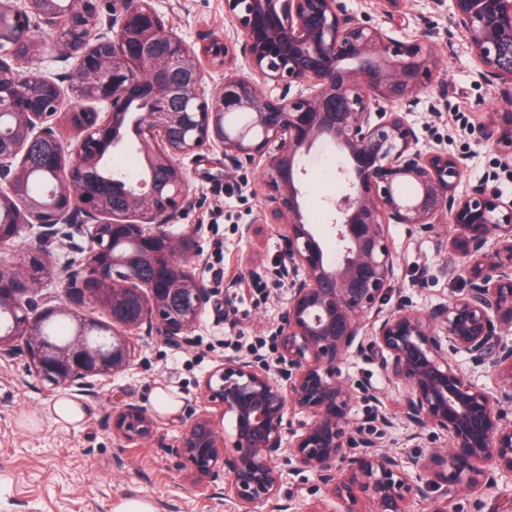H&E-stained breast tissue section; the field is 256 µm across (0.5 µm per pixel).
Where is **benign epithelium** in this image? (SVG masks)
<instances>
[{
    "label": "benign epithelium",
    "instance_id": "1",
    "mask_svg": "<svg viewBox=\"0 0 512 512\" xmlns=\"http://www.w3.org/2000/svg\"><path fill=\"white\" fill-rule=\"evenodd\" d=\"M374 2L381 24L356 19L343 0H224L232 34L198 48L167 28L152 0H66L63 9L57 0L0 3V39L44 24L50 43H42L35 63L51 50L61 59L77 56L84 69L80 82H70L69 110L49 112L41 95L20 96L28 59L15 45L0 52V116L19 117L33 141L57 138L61 122L78 137L73 152L49 164L58 185L49 204L20 194L22 145L0 139V201L15 202L14 223L0 225V309L19 314L0 336V357L23 356L31 373L75 400L130 371L141 338L183 344L212 305L213 290L192 233L170 231L190 203L182 160L218 147L224 168L247 162L258 169L260 223L275 225L286 259L276 373L265 358L224 359L202 380L200 409L185 418L176 449L196 483L224 472V496L242 512H288L279 499L282 457L318 473L341 512H411L416 502L448 512V498L463 490L477 494L474 512H484L478 492L512 479V197L486 181L458 191L462 159L419 147L407 113L419 95L442 92L438 60L426 32L405 41L393 36L408 20V0ZM450 2V22L470 45L476 75L508 87L503 100L511 104L512 67L501 57L512 45V0ZM109 41L106 55L100 46ZM240 56L246 74L236 68ZM210 62L224 66V84L209 97L202 73ZM140 94L159 105L130 112ZM482 129L512 165V113L489 114ZM109 130L112 149L136 148L149 176L91 177L102 163L93 136ZM171 130L180 133L175 143ZM318 141L341 158L342 189L326 200L322 229L303 205V158ZM157 171L166 174L163 191ZM117 192L127 208L109 216L104 207ZM392 224L450 228L446 245L467 288L429 312L384 308L397 280ZM35 225V241L14 252ZM61 225L85 241L61 268L64 302L38 297L44 279L35 274L51 268L44 242ZM147 263L156 277L143 281L137 269ZM93 306L112 320L82 315ZM60 315L71 318V336L47 347L39 328ZM93 330L108 337L106 347L88 343ZM352 353L376 360L406 388L399 406L405 447H419L426 429L446 443L403 457L382 446L393 417L377 409L367 422H353L357 396L377 395L342 375ZM458 353L493 385L474 383L453 359ZM208 405L231 420L230 432L219 431ZM292 410L309 421L290 431ZM154 424L132 400H120L112 413V433L126 442L148 439Z\"/></svg>",
    "mask_w": 512,
    "mask_h": 512
}]
</instances>
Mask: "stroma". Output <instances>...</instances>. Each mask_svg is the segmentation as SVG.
I'll return each instance as SVG.
<instances>
[{
  "mask_svg": "<svg viewBox=\"0 0 512 512\" xmlns=\"http://www.w3.org/2000/svg\"><path fill=\"white\" fill-rule=\"evenodd\" d=\"M168 28L186 42L224 32V0H154ZM427 31L441 59L443 95H420L413 107L419 144L466 159V180L490 182L512 196V169L483 143L485 113L502 111L501 91L482 82L465 38L437 0H411L410 24L399 39ZM339 158L332 144L317 143L303 160L308 172L305 207L314 224L327 221L326 198L335 196ZM190 204L172 226L174 234L193 230L194 245L210 258L208 277L223 273L188 344L171 346L157 338L140 341L135 366L105 385L93 398L81 399V421L57 419L59 398L32 375L23 357L0 358V512H115L130 498L151 502L155 512H239L224 497V481L190 484L174 453L182 432L180 415L162 414L147 443H127L112 433L110 418L117 400L131 399L154 409L158 390L189 407L198 403V384L227 357H248L252 346L275 358L268 342L278 334L288 288L275 275L284 244L275 232L260 228L253 237L243 225L259 217L261 184L257 170L242 166L228 173L224 154L213 148L197 159H184ZM389 235L398 255V280L385 298L386 307L401 304L428 310L447 303L464 286L454 258L439 232L418 235L404 224ZM342 371L356 385L377 393L383 409L396 411L403 392L390 383L376 361L352 355ZM319 477L311 471H286L281 497L288 512L322 498Z\"/></svg>",
  "mask_w": 512,
  "mask_h": 512,
  "instance_id": "35a3bbf8",
  "label": "stroma"
}]
</instances>
